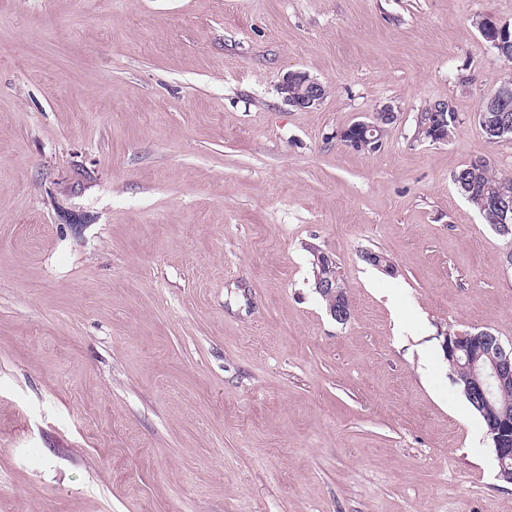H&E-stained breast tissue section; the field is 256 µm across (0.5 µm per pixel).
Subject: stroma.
<instances>
[{"instance_id":"obj_1","label":"stroma","mask_w":512,"mask_h":512,"mask_svg":"<svg viewBox=\"0 0 512 512\" xmlns=\"http://www.w3.org/2000/svg\"><path fill=\"white\" fill-rule=\"evenodd\" d=\"M483 19L512 0H0V512H512L441 347L512 342V238L452 183L512 176ZM284 100L299 108H310L318 105L326 94L324 85L317 78L302 71L286 73L279 84ZM448 108L451 110V112H448ZM427 107L422 110L417 115L416 119V127L418 134L422 137V139L429 140L430 142H433V138H435L436 141H450L452 138L455 137L456 133L459 130V127L461 125V122L458 118L457 112H455V109L453 106L448 102H434L431 106V112H433V138H432V127L431 128H425L426 126V117L425 114L427 113ZM445 112H448V115L445 114ZM451 114L455 116L456 119H458V126L457 123L454 122V125L451 123H448V119L451 120ZM436 143V142H433ZM396 118L395 112L391 105L383 106L376 114L374 122L356 121L351 125L337 130L336 139L346 147H354L355 145H363L365 142H374L378 144V138L384 125L390 124ZM378 135L375 136V133ZM370 135V138L367 135ZM315 284L316 291L321 294L320 296L325 301L327 307L329 301L323 296L333 298V304L328 307L330 315L339 323L347 321L350 317V308L348 302L343 297V284L336 276V272L333 275L318 277Z\"/></svg>"}]
</instances>
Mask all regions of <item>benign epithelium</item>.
Here are the masks:
<instances>
[{
    "mask_svg": "<svg viewBox=\"0 0 512 512\" xmlns=\"http://www.w3.org/2000/svg\"><path fill=\"white\" fill-rule=\"evenodd\" d=\"M479 29L484 38L494 46L504 47L512 44V30L508 25L481 21ZM280 93L289 104L299 108L318 105L326 94L324 85L318 79L302 71L286 73L279 84ZM491 97L498 100V111L502 116L491 125L483 126L490 134L504 135L509 131V122L505 113L512 110V86L503 85L495 90ZM448 104L435 102L433 112V138L437 141L448 140ZM396 118L392 106H383L376 114L375 121H356L336 131V139L346 147L362 144V141L374 142L375 133ZM494 228L502 235L512 234V187H500L489 203ZM316 291L323 296L333 298L328 307L330 315L339 323L350 317L348 302L343 297V284L336 275L320 276L316 279ZM442 348L453 366L465 370L463 381L467 397L474 404H485L494 393L512 385V345L505 346L501 339L489 331L470 333L457 331L453 336H444ZM487 433L492 441L495 459L499 468V478L512 483V416L504 414L492 419Z\"/></svg>",
    "mask_w": 512,
    "mask_h": 512,
    "instance_id": "1",
    "label": "benign epithelium"
}]
</instances>
